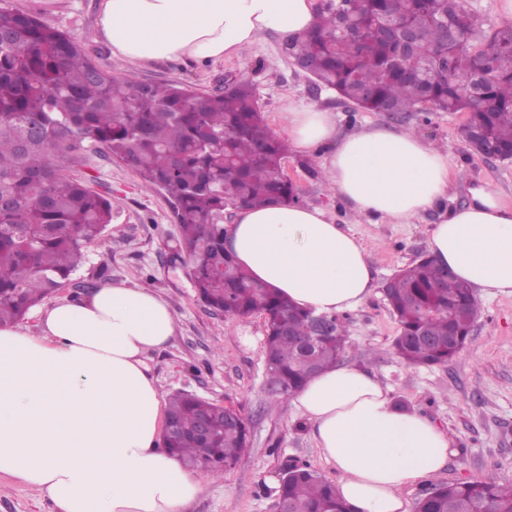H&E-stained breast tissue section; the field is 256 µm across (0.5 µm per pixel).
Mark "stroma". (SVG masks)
Wrapping results in <instances>:
<instances>
[{"label":"stroma","instance_id":"obj_1","mask_svg":"<svg viewBox=\"0 0 512 512\" xmlns=\"http://www.w3.org/2000/svg\"><path fill=\"white\" fill-rule=\"evenodd\" d=\"M6 2L67 31L99 67L118 76L182 83L204 92L247 77L266 125L278 136L283 114L292 105L335 113L342 133L368 124L413 131L447 150L455 180L451 206L469 204L470 187L480 183L492 184L512 202V160H490L465 145L459 137L465 113L426 110L394 116L356 110L335 92L315 89L308 75L291 64L283 51L285 39L277 33H265L238 59L136 67L113 58L99 36V0ZM328 154L325 147L307 155L287 154L283 170L297 186L301 203L326 208L343 231L364 243L377 272L378 286L366 303L341 316L347 336L342 361L373 372L396 405L436 423L455 450L439 474L407 489L409 503L438 483L512 480V295L480 300L470 338L453 362L406 365L393 346L399 325L382 287L399 269L427 255L428 231L438 214L422 213L411 224L356 218L330 182L324 167ZM65 171L110 196L114 207L111 231L85 247L83 265L57 292V299L80 296L85 285L97 288L112 282L155 292L170 304L176 319L167 345L148 358L159 392L167 397L184 390L223 403L248 423L250 444L239 463L220 477L197 473L201 489L185 512H276L283 470L297 462L336 481L335 470L322 458L310 425L296 415L291 399L272 395L267 387L262 315L238 318L212 310L198 299L184 272L166 263L179 231L165 193L144 188L133 170L103 150L68 160ZM244 334L251 336V344L241 342ZM0 512H55V507L48 497L0 475Z\"/></svg>","mask_w":512,"mask_h":512}]
</instances>
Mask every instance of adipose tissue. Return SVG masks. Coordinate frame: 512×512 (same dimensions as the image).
<instances>
[{
	"label": "adipose tissue",
	"instance_id": "ef3b65f1",
	"mask_svg": "<svg viewBox=\"0 0 512 512\" xmlns=\"http://www.w3.org/2000/svg\"><path fill=\"white\" fill-rule=\"evenodd\" d=\"M315 0H100L99 29L133 65L240 57L263 33L289 38L316 23ZM292 149L331 145L337 193L367 220L407 224L438 208L431 259L475 296L512 295V206L488 184L462 208L448 152L406 130L365 126L338 135L334 113L292 108ZM227 245L254 279L317 315L359 309L376 286L364 244L319 206L276 202L240 209ZM39 331L0 328V474L47 495L57 512H182L200 483L161 446L164 402L147 356L175 331L169 304L145 288L107 284L40 311ZM350 512H409L404 494L438 474L448 435L397 409L377 377L337 365L293 396Z\"/></svg>",
	"mask_w": 512,
	"mask_h": 512
}]
</instances>
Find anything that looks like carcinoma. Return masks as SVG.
Returning <instances> with one entry per match:
<instances>
[{
	"label": "carcinoma",
	"instance_id": "1",
	"mask_svg": "<svg viewBox=\"0 0 512 512\" xmlns=\"http://www.w3.org/2000/svg\"><path fill=\"white\" fill-rule=\"evenodd\" d=\"M408 23L418 48L378 32ZM463 44L445 61L427 49L445 26ZM284 53L312 60V83L366 112H466L463 141L474 132L480 151L512 158V27L493 29L463 0H328L319 21ZM102 147L135 171L143 186L172 204L182 268L200 300L232 317L266 316V369L287 398L313 376L282 333L310 338L318 370L336 365L346 329L337 317L319 332L312 313L254 281L224 247V211L298 200L284 175L288 143L264 122L251 83L199 92L177 83L115 77L97 67L67 32L0 5V326L13 325L71 280L83 247L112 225V202L64 173L70 155ZM428 258L394 275L385 299L399 324L394 340L409 365L446 364L464 348L476 304L471 288ZM454 337H448V333ZM215 413L208 439L191 437L197 419ZM163 439L181 464L219 477L249 443L246 421L224 427L220 408L187 392L168 400ZM276 507L284 512H347L334 485L308 465H289ZM416 512H512V482L438 484Z\"/></svg>",
	"mask_w": 512,
	"mask_h": 512
}]
</instances>
